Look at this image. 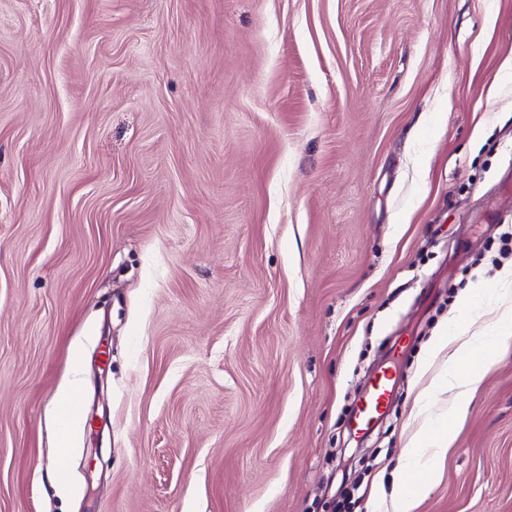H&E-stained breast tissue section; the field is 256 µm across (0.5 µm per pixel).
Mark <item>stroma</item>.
Masks as SVG:
<instances>
[{"mask_svg": "<svg viewBox=\"0 0 512 512\" xmlns=\"http://www.w3.org/2000/svg\"><path fill=\"white\" fill-rule=\"evenodd\" d=\"M511 56L512 0H0V512H394L512 307ZM465 405L415 512H512V348ZM511 326L495 336L494 341L483 351V357L478 361L479 367L473 368L463 375L459 372V366L464 361H469L473 355V345L476 336H468L466 331L454 329L448 332V327L437 336H434L425 350L421 374L425 375L436 365L447 367V373L442 377L433 379L434 385L454 382L458 394L462 397L471 396L478 388L483 373L495 363L498 354L512 345ZM390 379L391 375L388 372H384L375 379L372 387L365 394L362 404L356 413L357 423L361 427H367L380 415L388 392L387 383ZM464 410L461 406L448 410V415L442 417V424L438 430L431 433L418 431L408 445L409 451L405 461L396 470V480L399 494L396 499L397 512H414L419 502L423 486L420 480L412 481L411 473L421 469V457L436 456L438 451H446L455 438V430L462 418Z\"/></svg>", "mask_w": 512, "mask_h": 512, "instance_id": "obj_1", "label": "stroma"}]
</instances>
